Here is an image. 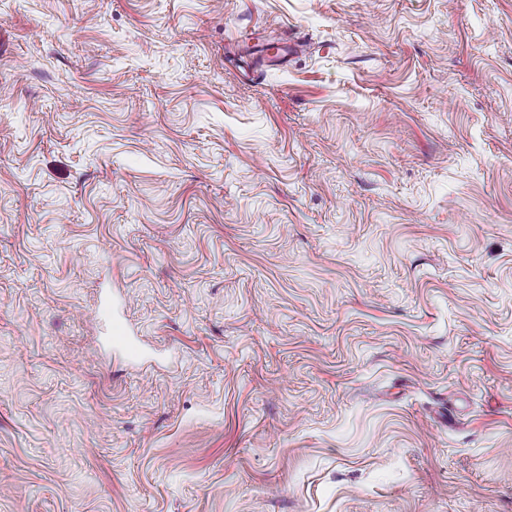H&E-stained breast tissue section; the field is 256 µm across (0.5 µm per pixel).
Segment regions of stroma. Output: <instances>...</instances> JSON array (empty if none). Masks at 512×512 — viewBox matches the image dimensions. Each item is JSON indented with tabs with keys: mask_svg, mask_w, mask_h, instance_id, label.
Masks as SVG:
<instances>
[{
	"mask_svg": "<svg viewBox=\"0 0 512 512\" xmlns=\"http://www.w3.org/2000/svg\"><path fill=\"white\" fill-rule=\"evenodd\" d=\"M0 512H512V0H0ZM298 46L299 44L295 43L291 37L288 38L287 32L276 45L266 47L265 49L261 46L259 50L261 56L258 58L257 62L262 64L265 57L287 61L288 56L292 55ZM257 62H251L249 66L256 65ZM111 335V342L115 346L122 348L132 358L138 356L139 346L132 336L129 335L124 322L118 319L113 320Z\"/></svg>",
	"mask_w": 512,
	"mask_h": 512,
	"instance_id": "35a3bbf8",
	"label": "stroma"
}]
</instances>
